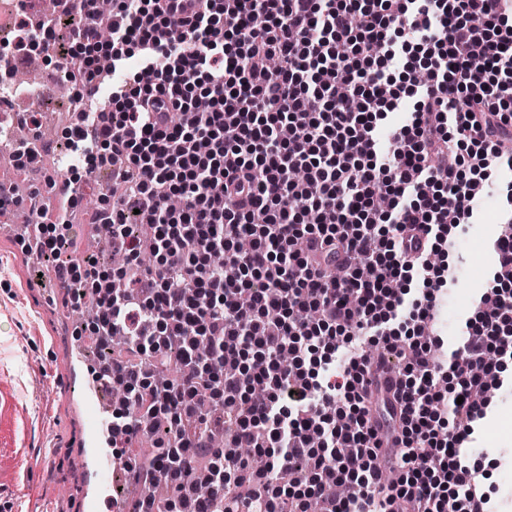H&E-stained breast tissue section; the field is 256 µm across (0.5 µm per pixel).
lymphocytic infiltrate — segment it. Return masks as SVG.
Returning <instances> with one entry per match:
<instances>
[{
	"mask_svg": "<svg viewBox=\"0 0 512 512\" xmlns=\"http://www.w3.org/2000/svg\"><path fill=\"white\" fill-rule=\"evenodd\" d=\"M89 2L79 46L109 36L106 61L137 68L111 123L81 113L68 139L89 168L118 169L88 221L126 263L105 282L72 261L66 279L71 305L98 300L90 335L128 339L95 378L124 394L106 441L146 489L134 512H488L456 450L512 357V181L461 362L441 367L432 346L464 203L512 165V0H115L106 23ZM270 59L278 73L256 84ZM200 97L208 111L171 121ZM406 97L411 119L380 155L377 122ZM32 213L42 248L78 249L66 213ZM382 346L402 395L377 409ZM160 481L162 500L147 492Z\"/></svg>",
	"mask_w": 512,
	"mask_h": 512,
	"instance_id": "obj_1",
	"label": "lymphocytic infiltrate"
}]
</instances>
